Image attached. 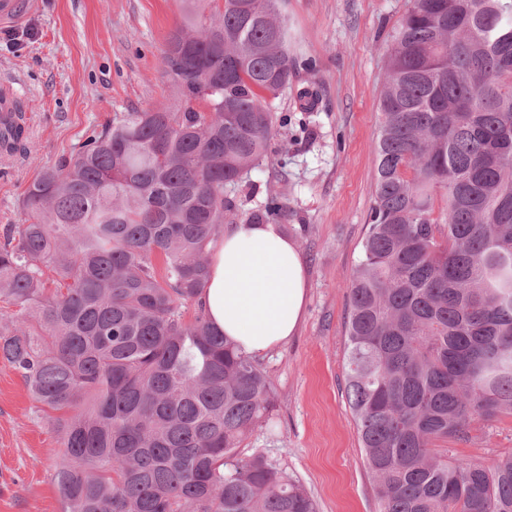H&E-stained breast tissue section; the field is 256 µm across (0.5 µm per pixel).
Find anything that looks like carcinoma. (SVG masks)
Here are the masks:
<instances>
[{"label":"carcinoma","mask_w":512,"mask_h":512,"mask_svg":"<svg viewBox=\"0 0 512 512\" xmlns=\"http://www.w3.org/2000/svg\"><path fill=\"white\" fill-rule=\"evenodd\" d=\"M512 0H410L388 40L345 392L378 512H512V455L450 439L512 414ZM281 0H183L173 103L46 169L0 242V357L55 420L63 512H316L262 454L271 383L199 306L224 188L293 77ZM272 197L251 220L278 223ZM196 306L192 318L186 309Z\"/></svg>","instance_id":"obj_1"}]
</instances>
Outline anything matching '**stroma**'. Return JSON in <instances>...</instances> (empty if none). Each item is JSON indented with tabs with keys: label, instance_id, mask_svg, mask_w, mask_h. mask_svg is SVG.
<instances>
[{
	"label": "stroma",
	"instance_id": "stroma-1",
	"mask_svg": "<svg viewBox=\"0 0 512 512\" xmlns=\"http://www.w3.org/2000/svg\"><path fill=\"white\" fill-rule=\"evenodd\" d=\"M407 4L283 0L297 67L272 110L292 112L305 89L317 108L305 124L273 134L269 151L281 166L259 165L225 192L234 205L228 227L278 197L308 278L296 335L258 358L272 383L274 422L254 429L241 454L286 469L318 512H378L345 394L346 322L375 192L386 42ZM180 13V0H39L21 22L0 23V82H13L27 117L24 149L0 156V228L20 223L28 185L93 128L171 96L161 52ZM55 416L0 359V512H62ZM447 448L457 464L512 454V415L473 424Z\"/></svg>",
	"mask_w": 512,
	"mask_h": 512
}]
</instances>
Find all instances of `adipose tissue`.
I'll return each instance as SVG.
<instances>
[{"instance_id":"ef3b65f1","label":"adipose tissue","mask_w":512,"mask_h":512,"mask_svg":"<svg viewBox=\"0 0 512 512\" xmlns=\"http://www.w3.org/2000/svg\"><path fill=\"white\" fill-rule=\"evenodd\" d=\"M308 295L296 241L277 224L234 225L216 243L199 303L243 352L260 355L293 337Z\"/></svg>"}]
</instances>
